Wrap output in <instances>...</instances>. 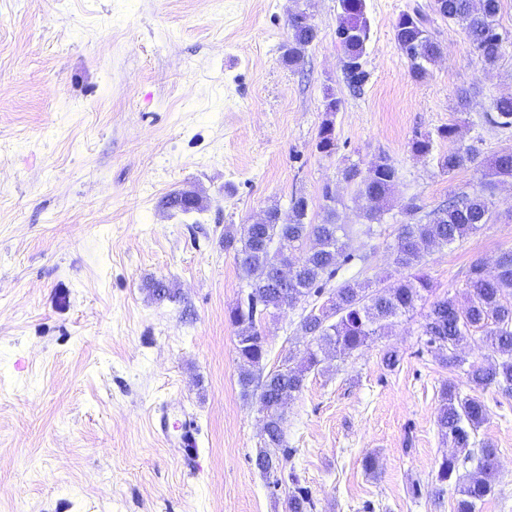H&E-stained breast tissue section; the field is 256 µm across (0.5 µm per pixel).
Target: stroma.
<instances>
[{
    "label": "stroma",
    "instance_id": "stroma-1",
    "mask_svg": "<svg viewBox=\"0 0 512 512\" xmlns=\"http://www.w3.org/2000/svg\"><path fill=\"white\" fill-rule=\"evenodd\" d=\"M431 0H366L371 37L360 90L345 79L339 0H0V512H286L292 485L255 466L262 413L239 384L229 312L242 299L228 227L295 196L323 218L333 184L356 258L336 282L401 277L391 260L403 206L431 211L480 188L473 168L444 174L448 142L416 155V134L458 127L488 158L512 150L490 122L512 94V0L498 25L509 44L491 67L461 27L431 15L443 55L410 73L393 26ZM318 37L303 64L282 61L288 18ZM341 105L338 149H317L326 93ZM388 157L398 171L388 210L362 234L363 202L343 177ZM192 191L200 213L168 208ZM482 230L426 257L435 296L463 295L472 263L512 250V181ZM175 291L158 300L149 281ZM302 308L267 318V369L307 343ZM421 315L401 317L351 356H326L285 408L287 464L314 512H454L432 477L452 447L436 425L440 390L471 393L469 364L428 350ZM397 349L395 370L382 363ZM476 443L497 450L496 493L479 512H512V396L489 390ZM190 414L197 446L162 434L160 412ZM375 457V471L364 467Z\"/></svg>",
    "mask_w": 512,
    "mask_h": 512
}]
</instances>
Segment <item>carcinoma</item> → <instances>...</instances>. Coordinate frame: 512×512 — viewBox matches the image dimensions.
I'll use <instances>...</instances> for the list:
<instances>
[{
  "label": "carcinoma",
  "instance_id": "cac0c4a2",
  "mask_svg": "<svg viewBox=\"0 0 512 512\" xmlns=\"http://www.w3.org/2000/svg\"><path fill=\"white\" fill-rule=\"evenodd\" d=\"M341 14L336 37L346 57V79L356 89L365 80L362 58L370 39V24L365 13V0H339ZM433 10L458 23L478 59L486 65L495 64L503 55L505 37L498 31L500 0H433ZM290 35L283 45L282 58L290 67L299 65L316 38L314 27L306 14L294 12L288 20ZM395 43L410 62L411 73L422 78L426 65L441 54L439 44L428 30L427 15L419 10L399 15L393 27ZM340 100L327 95L317 149L326 157L336 153L337 138L333 120ZM495 116L490 121L512 127V95L501 96L494 103ZM454 124L437 131V136L424 134L412 141V151L427 156L434 148V138L454 141ZM443 172L451 174L464 167L480 173L481 191L461 194L448 204L419 216L422 210L411 199L402 208L403 222L392 246L393 264L411 274L382 288L369 290L352 280L343 282L331 293V304L321 316L305 315L300 321L304 335L311 337L300 355H287L281 368L264 372L268 349L262 322L271 312L285 305L295 306L323 293L336 276L338 261L350 262L354 254L345 241L347 233L336 222V196L324 186L322 197L326 219L320 224L308 221L309 201L294 196L290 201L288 223L279 222V209L265 211L259 224H244L237 232L224 233V247L237 251L242 280L246 283V302L230 311L229 320L237 328L236 353L240 365L239 383L244 390L256 387L263 403L264 449L256 457V466L278 483L275 473L287 465L292 456L284 440V402L293 398L304 386L306 375L330 353L350 355L378 335L382 323L415 310L424 294L432 291V283L423 271L425 257L435 247L450 246L462 241L491 223L493 211L489 196L497 184L512 180V151H503L489 159H479L471 145L453 147L439 158ZM346 181L354 184L359 196L372 202L363 212L365 232L383 218L397 169L386 156L363 171L352 164L343 172ZM167 204L182 213L202 209V198L189 199L179 192ZM316 250L307 253L303 246L309 239ZM286 242L287 250L299 253V264L282 287L279 266L283 260L277 242ZM465 304L456 297L436 298L423 315L422 335L425 345L441 352L448 364L459 362L458 347L468 336L479 331L492 352L486 364H472L466 370L468 382L478 390L494 389L512 394V250L498 256L497 271L486 272L481 262L473 263L467 272ZM488 408L477 395H461L454 382L443 385L437 426L442 437L451 440L456 452L442 458L432 477L435 493L454 488L458 498L455 512H476L479 503L496 491L498 459L496 450L488 445L474 447L471 435L484 424ZM473 470L463 474L467 465ZM288 512H312L307 488L295 483L288 495Z\"/></svg>",
  "mask_w": 512,
  "mask_h": 512
}]
</instances>
